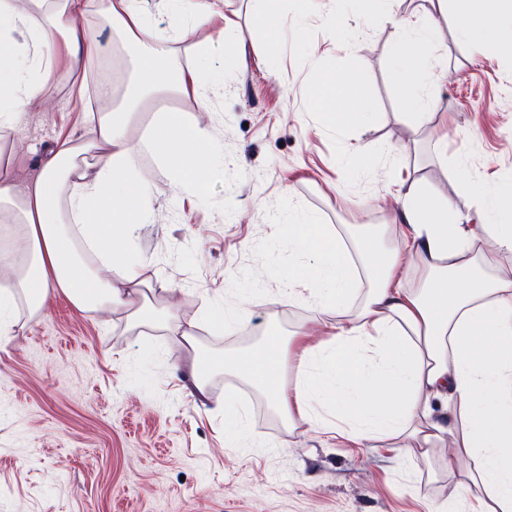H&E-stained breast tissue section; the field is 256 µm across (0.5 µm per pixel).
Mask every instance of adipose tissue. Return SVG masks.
<instances>
[{"mask_svg": "<svg viewBox=\"0 0 512 512\" xmlns=\"http://www.w3.org/2000/svg\"><path fill=\"white\" fill-rule=\"evenodd\" d=\"M147 0H102L110 28L142 47L134 83L105 112L84 111L89 139H58L35 178L16 181L0 165V222L22 229L29 260L0 281V334L17 328L14 309L40 315L49 295L84 312L126 311L130 327L162 329L179 351L199 359L195 324L169 315L166 284H147L129 255L137 224L159 194L144 178L143 152L170 173L169 187L205 199L224 170L213 128L183 112L157 113L147 135L130 128L137 110L175 92L205 104L203 72L214 46L238 49L235 19L210 5L185 17L182 34L198 31L197 62L174 64L171 36L158 31ZM428 22L394 20L399 38L390 66L404 105L417 124L433 127L448 145V107L427 92L429 59L440 40L448 0H427ZM461 47L501 54L512 50V0H457ZM91 0H0V133L15 132L25 110L43 107L44 86L56 70L74 73L103 47L82 25ZM97 152L99 163H78ZM478 223L464 224L450 200L413 176L402 183L398 231L391 246L367 229L345 237L317 216L289 213L288 249L314 257V283L302 294L289 283L282 303L302 299L317 310L314 328L295 337V383H278L288 344L266 331L256 349L214 358L215 369L265 392L285 422L300 420L359 448L379 445L404 458L448 447L445 469L459 477L460 499L442 512H512V271L484 274L490 250L512 253V194L481 187L472 194ZM356 309H349L350 301ZM452 405V421L432 403ZM333 421H326V414Z\"/></svg>", "mask_w": 512, "mask_h": 512, "instance_id": "obj_1", "label": "adipose tissue"}]
</instances>
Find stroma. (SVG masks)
<instances>
[{"mask_svg": "<svg viewBox=\"0 0 512 512\" xmlns=\"http://www.w3.org/2000/svg\"><path fill=\"white\" fill-rule=\"evenodd\" d=\"M354 55L371 79L381 117L350 135L357 150L416 138L399 170L420 176L472 216L468 188L512 191V53L461 49L453 24L442 27L435 57L446 74L433 90L448 104V150L428 132L413 133L389 68L397 37L388 22L351 17ZM106 49L81 74L87 86L110 73L120 99L134 71L133 52L100 22H88ZM205 123L221 134L224 177L201 201L168 191L169 173L151 154L141 169L164 188L137 226L130 259L143 278L174 288L171 308L199 322L202 347L236 352L272 327L291 335L310 325L309 303L274 302L291 278L312 265L284 248L289 210L316 213L339 230L391 223L399 178L386 168L350 187L334 162L330 137L305 111L309 65L284 51L280 67L241 66L214 50ZM70 76L55 72L44 88L50 108L24 113L10 159L15 177L33 178L62 132L86 139L72 112ZM248 314L232 331L216 325L225 310ZM181 356L158 329H131L123 314L99 315L51 297L23 328L0 335V512H436L456 492L440 458L402 461L386 448L286 425L267 396L241 378L211 375L198 393ZM243 408L251 428L224 439V405Z\"/></svg>", "mask_w": 512, "mask_h": 512, "instance_id": "stroma-1", "label": "stroma"}]
</instances>
